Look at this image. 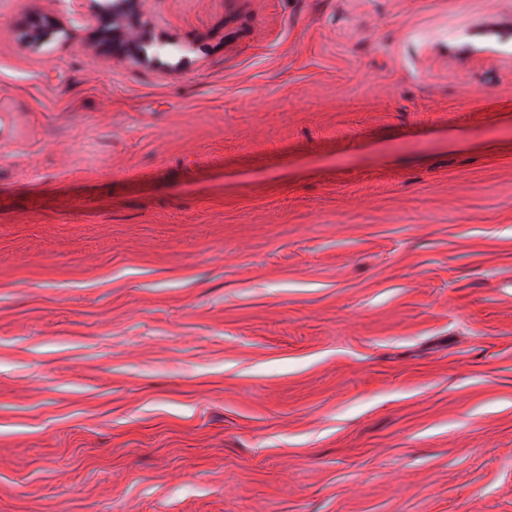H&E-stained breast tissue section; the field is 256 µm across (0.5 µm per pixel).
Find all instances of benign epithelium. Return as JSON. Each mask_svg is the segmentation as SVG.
I'll list each match as a JSON object with an SVG mask.
<instances>
[{"label": "benign epithelium", "mask_w": 512, "mask_h": 512, "mask_svg": "<svg viewBox=\"0 0 512 512\" xmlns=\"http://www.w3.org/2000/svg\"><path fill=\"white\" fill-rule=\"evenodd\" d=\"M142 4L143 0H106L102 4H91L99 21L102 42L111 43L118 37L135 56L144 55L141 44L146 23L141 12Z\"/></svg>", "instance_id": "7a95c632"}]
</instances>
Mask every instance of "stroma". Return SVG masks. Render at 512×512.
<instances>
[{"label": "stroma", "instance_id": "stroma-1", "mask_svg": "<svg viewBox=\"0 0 512 512\" xmlns=\"http://www.w3.org/2000/svg\"><path fill=\"white\" fill-rule=\"evenodd\" d=\"M143 10L0 0V512H512V0ZM105 3L91 4L95 10L102 42L113 43L120 38L134 51L137 57L145 53L141 48L143 30L146 23L142 20L141 5L143 0H108Z\"/></svg>", "mask_w": 512, "mask_h": 512}]
</instances>
